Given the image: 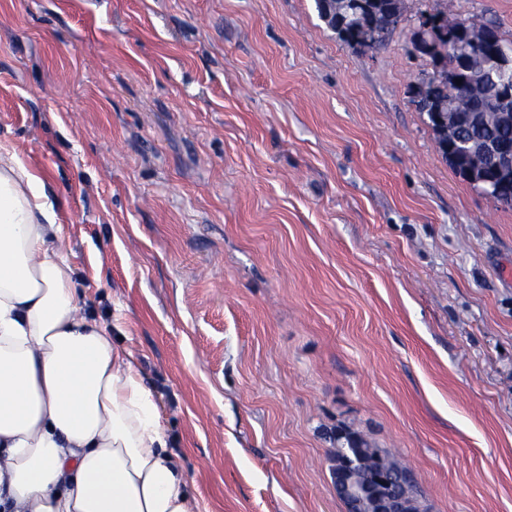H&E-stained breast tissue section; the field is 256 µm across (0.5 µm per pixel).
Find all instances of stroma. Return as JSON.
I'll return each instance as SVG.
<instances>
[{"instance_id":"35a3bbf8","label":"stroma","mask_w":512,"mask_h":512,"mask_svg":"<svg viewBox=\"0 0 512 512\" xmlns=\"http://www.w3.org/2000/svg\"><path fill=\"white\" fill-rule=\"evenodd\" d=\"M438 2L359 52L315 0H0V141L207 512H345L356 436L423 512H512V207L410 102ZM334 462H338L345 469H349L353 479L359 485L368 482L369 476L374 472L384 471L387 475H399L412 472L400 459L383 452L379 448H369L367 443L358 438L346 447L336 448ZM349 465H352L349 467ZM349 473L340 471L336 477V487L340 498L357 495V487Z\"/></svg>"}]
</instances>
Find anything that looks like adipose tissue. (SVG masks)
Instances as JSON below:
<instances>
[{"label": "adipose tissue", "instance_id": "obj_1", "mask_svg": "<svg viewBox=\"0 0 512 512\" xmlns=\"http://www.w3.org/2000/svg\"><path fill=\"white\" fill-rule=\"evenodd\" d=\"M43 181L0 145V506L203 512L133 353L87 313Z\"/></svg>", "mask_w": 512, "mask_h": 512}]
</instances>
